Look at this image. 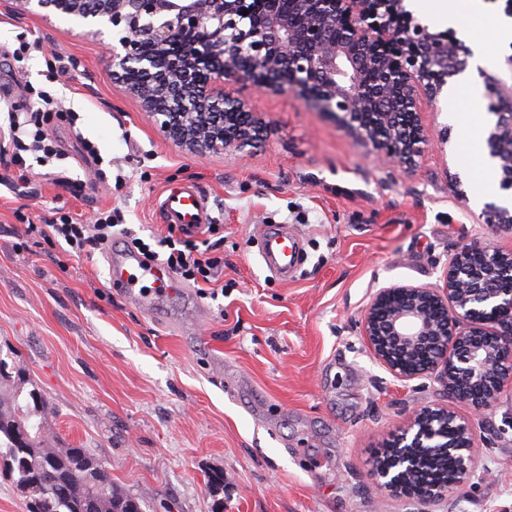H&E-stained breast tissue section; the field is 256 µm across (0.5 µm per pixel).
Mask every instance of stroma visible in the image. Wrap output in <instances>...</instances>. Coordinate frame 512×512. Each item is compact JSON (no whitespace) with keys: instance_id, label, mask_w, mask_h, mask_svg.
I'll list each match as a JSON object with an SVG mask.
<instances>
[{"instance_id":"1","label":"stroma","mask_w":512,"mask_h":512,"mask_svg":"<svg viewBox=\"0 0 512 512\" xmlns=\"http://www.w3.org/2000/svg\"><path fill=\"white\" fill-rule=\"evenodd\" d=\"M23 39L42 42L43 54L14 60ZM111 45L78 17L0 0V86L10 91L0 113L45 90L78 115L47 129L66 153L49 175L23 182L0 162V359L53 406L50 438L102 460L144 512H512V388L475 422L473 469L458 493L423 505L371 476L389 430L448 401L435 375L403 381L375 360L360 332L371 296L438 283L473 239L512 250V231L490 227L475 202L446 99L421 103L438 145L404 170L296 95L235 85L263 134L246 156L201 159L113 77ZM54 57L64 69L56 82L45 65ZM83 137L102 164L85 160ZM61 175L76 187L60 186ZM185 183L221 226L224 271L153 310L109 283L107 255L123 251L121 238L90 260L24 246L27 224L65 212L89 221L111 207L137 237L167 235L156 202ZM272 224L302 240L288 281L260 255Z\"/></svg>"}]
</instances>
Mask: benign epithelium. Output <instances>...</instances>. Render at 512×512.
<instances>
[{
    "label": "benign epithelium",
    "mask_w": 512,
    "mask_h": 512,
    "mask_svg": "<svg viewBox=\"0 0 512 512\" xmlns=\"http://www.w3.org/2000/svg\"><path fill=\"white\" fill-rule=\"evenodd\" d=\"M24 8L54 9L115 33L112 73L129 87L160 129L184 127L177 143L207 154L243 153L259 126L246 102L224 92L232 82L263 91L291 92L327 112L384 162L406 169L432 145L420 99L438 101L448 79L463 73L471 50L453 32H435L405 0H18ZM150 43L158 55L143 51ZM496 116L485 138L499 163V187L512 191V87L482 72ZM488 222L512 226V210L485 207ZM476 255L511 259L493 241L461 244L438 284L392 285L376 291L361 319L362 336L391 374L413 380L441 372L448 405L410 413L380 447L373 464L381 488L409 495L403 480L418 468L413 448L443 442L435 418L454 420L464 453L455 475L431 487L429 500L453 493L472 471L470 421L455 411L466 404L478 417L493 408L512 380V277L499 265L477 266ZM491 375L492 397L470 386Z\"/></svg>",
    "instance_id": "1"
}]
</instances>
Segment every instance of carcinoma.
I'll list each match as a JSON object with an SVG mask.
<instances>
[{
	"label": "carcinoma",
	"mask_w": 512,
	"mask_h": 512,
	"mask_svg": "<svg viewBox=\"0 0 512 512\" xmlns=\"http://www.w3.org/2000/svg\"><path fill=\"white\" fill-rule=\"evenodd\" d=\"M21 371L0 360V455L10 476L29 497V512H143L138 498L112 484L105 465L84 448H51L42 432L51 407L37 389L25 390ZM453 456L442 448L420 463L413 479L422 493L449 478Z\"/></svg>",
	"instance_id": "carcinoma-1"
}]
</instances>
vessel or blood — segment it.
Listing matches in <instances>:
<instances>
[{"instance_id": "b4317fda", "label": "vessel or blood", "mask_w": 512, "mask_h": 512, "mask_svg": "<svg viewBox=\"0 0 512 512\" xmlns=\"http://www.w3.org/2000/svg\"><path fill=\"white\" fill-rule=\"evenodd\" d=\"M158 212L162 223L191 230L202 228L211 219L207 197L191 184L168 190L158 204ZM261 254L269 270L284 280L299 264L301 242L287 225L277 224L266 232ZM108 267L112 287L146 310L154 307L158 296L178 285L165 267L144 264L140 256L132 253L109 257Z\"/></svg>"}]
</instances>
